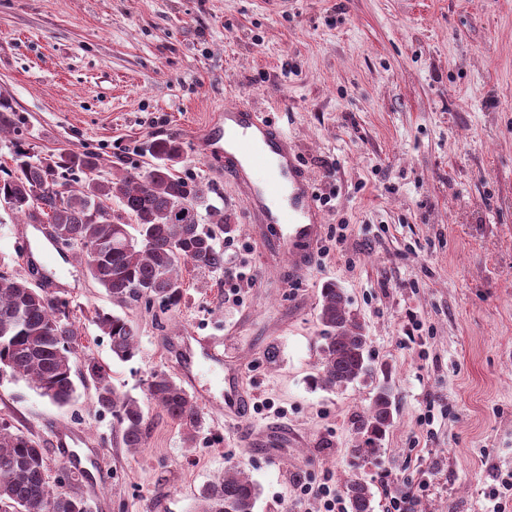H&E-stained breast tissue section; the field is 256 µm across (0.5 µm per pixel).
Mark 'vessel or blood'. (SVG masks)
I'll use <instances>...</instances> for the list:
<instances>
[{"instance_id":"vessel-or-blood-1","label":"vessel or blood","mask_w":512,"mask_h":512,"mask_svg":"<svg viewBox=\"0 0 512 512\" xmlns=\"http://www.w3.org/2000/svg\"><path fill=\"white\" fill-rule=\"evenodd\" d=\"M200 146L204 155H220L236 179L246 168L271 170L263 184L247 185L250 208L262 211L269 222L284 225L280 247L297 257L296 271L310 266V256L320 239L321 217L312 186L300 169L287 134L270 124L255 108L240 105L225 110L204 130ZM287 196L288 208L275 212L270 202Z\"/></svg>"}]
</instances>
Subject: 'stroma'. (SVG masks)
Masks as SVG:
<instances>
[{
  "label": "stroma",
  "mask_w": 512,
  "mask_h": 512,
  "mask_svg": "<svg viewBox=\"0 0 512 512\" xmlns=\"http://www.w3.org/2000/svg\"><path fill=\"white\" fill-rule=\"evenodd\" d=\"M0 94L33 152L95 153L107 177L149 167V143L178 138L180 175L209 180L234 227L218 241L223 270L182 267L184 302L166 311L113 304L77 252L0 210V272L65 300L77 365L109 366L147 416L132 453L93 387L59 407L0 373V418L40 441L49 477L75 470L70 454L90 459L78 488L93 512H197L202 487L236 467L258 487L255 512H320L296 483L354 475L374 512L404 493L415 512H488L487 489L512 472V0H0ZM238 104L287 133L330 198L306 272L223 158L201 151L212 111ZM243 264L253 281L225 300ZM329 282L364 324L373 365L335 390L310 383ZM98 310L135 322V357L113 358ZM190 336L224 343L223 373L199 376L213 398L192 441L146 400L151 372L180 378ZM383 382L394 423L375 457L352 463L353 421ZM234 385L248 401L232 417ZM58 430L75 438L70 454Z\"/></svg>",
  "instance_id": "1"
}]
</instances>
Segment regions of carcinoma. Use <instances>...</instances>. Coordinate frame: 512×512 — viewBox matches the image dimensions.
Instances as JSON below:
<instances>
[{
  "label": "carcinoma",
  "instance_id": "cac0c4a2",
  "mask_svg": "<svg viewBox=\"0 0 512 512\" xmlns=\"http://www.w3.org/2000/svg\"><path fill=\"white\" fill-rule=\"evenodd\" d=\"M23 119L10 98L0 95V137L11 136L12 168L0 176V207L25 224H49L80 250L91 278L126 306L141 299L167 309L184 300L179 269L224 268L217 238L232 231L224 210L208 203L213 185L177 174L182 156L175 137L149 145L150 167L111 178L100 175V157L60 148L43 157L31 153L22 138ZM205 208L202 218L199 208ZM318 319L323 326L322 361L312 384L344 387L368 375L370 337L349 308L342 289L322 288ZM100 332L109 337L120 361L138 350L139 330L127 317L96 312ZM75 332L66 303L24 277L0 273V369L34 386L59 406L76 393L73 354ZM87 378L95 386L99 411L112 415L124 447H143L147 420L140 401L112 385L106 367L92 364ZM147 399L192 437L202 414L189 393L170 375L154 371L147 380ZM393 422V394L376 388L368 407L355 421L353 460L380 451ZM351 512H373L369 485L352 477L344 485ZM256 485L243 472L226 471L200 493L202 512H254ZM88 501L75 482L65 490L50 483L40 443L5 420L0 421V512H86Z\"/></svg>",
  "mask_w": 512,
  "mask_h": 512
}]
</instances>
